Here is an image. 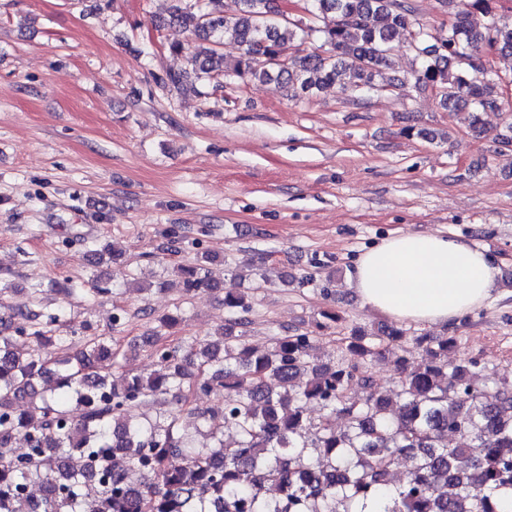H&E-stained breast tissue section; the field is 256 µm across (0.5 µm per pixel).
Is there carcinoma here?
Masks as SVG:
<instances>
[{"label":"carcinoma","mask_w":512,"mask_h":512,"mask_svg":"<svg viewBox=\"0 0 512 512\" xmlns=\"http://www.w3.org/2000/svg\"><path fill=\"white\" fill-rule=\"evenodd\" d=\"M454 2L453 23L434 37L412 22L408 0H307L313 19L333 18L312 28L324 54L289 51L295 23L275 0H236L231 16L222 0L177 5L163 24L194 33L198 74L303 91L374 88L405 38L420 61L417 88H440L442 105L470 111L476 125L501 89L483 58L512 57V28L498 23L500 0ZM225 40L237 46L230 59ZM211 264L205 254L172 269L184 295L214 286ZM222 303L228 317L217 333L183 345L164 340L181 317H158L155 369L119 385L106 371L112 338L69 353L60 338L13 326L16 314L39 319L28 303L1 316L0 512H360L370 498L379 512H512V380L489 362L448 361L452 336H419L423 358L399 356L404 332L392 326L351 330L340 362L312 360L317 332L340 320L334 310L258 353L245 342L252 297L226 288ZM386 353L397 356L389 394L366 366ZM202 395L222 397L221 425L198 407ZM160 402L168 408L153 417L132 415ZM312 402L319 413H309ZM185 416L211 443L181 433ZM450 433L460 443L448 444ZM226 435L234 447H224Z\"/></svg>","instance_id":"1"}]
</instances>
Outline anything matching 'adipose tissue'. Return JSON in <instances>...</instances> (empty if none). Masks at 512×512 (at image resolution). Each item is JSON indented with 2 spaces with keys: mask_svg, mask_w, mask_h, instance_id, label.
Instances as JSON below:
<instances>
[{
  "mask_svg": "<svg viewBox=\"0 0 512 512\" xmlns=\"http://www.w3.org/2000/svg\"><path fill=\"white\" fill-rule=\"evenodd\" d=\"M498 276L486 252L468 241L406 231L362 253L351 286L394 321L441 327L486 304Z\"/></svg>",
  "mask_w": 512,
  "mask_h": 512,
  "instance_id": "ef3b65f1",
  "label": "adipose tissue"
}]
</instances>
